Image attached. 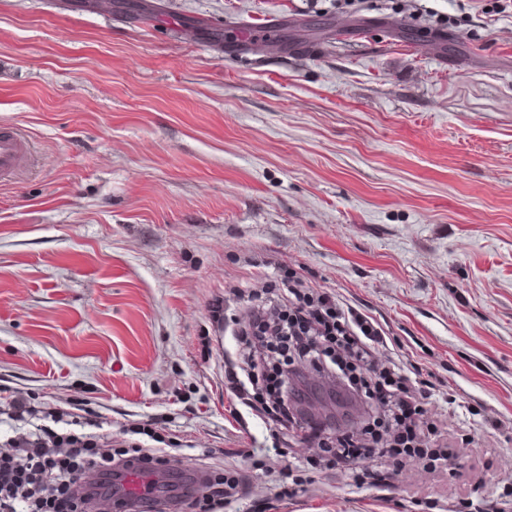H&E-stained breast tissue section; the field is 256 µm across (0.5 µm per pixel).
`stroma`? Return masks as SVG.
Masks as SVG:
<instances>
[{"instance_id":"obj_1","label":"stroma","mask_w":512,"mask_h":512,"mask_svg":"<svg viewBox=\"0 0 512 512\" xmlns=\"http://www.w3.org/2000/svg\"><path fill=\"white\" fill-rule=\"evenodd\" d=\"M0 0V452L61 412L169 472L249 474L223 512H459L429 457L354 486L241 401L246 304L296 277L383 332L377 368L435 385L475 512H512V10L495 0ZM293 43L230 55L231 24ZM299 484L278 498L282 483ZM32 156L28 138L17 128L0 126V180L14 178L29 165Z\"/></svg>"}]
</instances>
